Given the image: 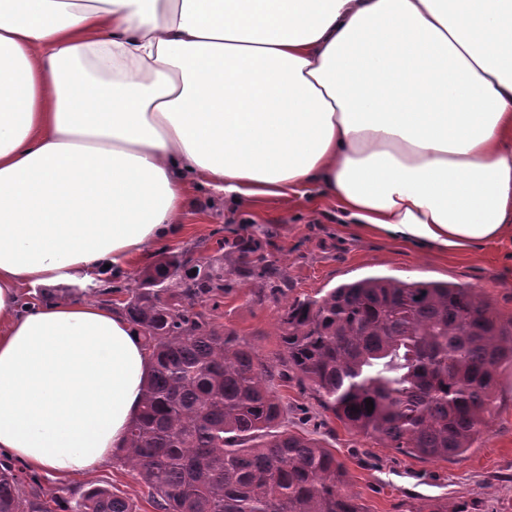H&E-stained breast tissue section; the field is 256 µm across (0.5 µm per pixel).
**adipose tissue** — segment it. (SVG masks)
I'll use <instances>...</instances> for the list:
<instances>
[{"mask_svg":"<svg viewBox=\"0 0 512 512\" xmlns=\"http://www.w3.org/2000/svg\"><path fill=\"white\" fill-rule=\"evenodd\" d=\"M198 183L443 253L512 234V0H0L1 451L123 445L137 328L25 291L129 272Z\"/></svg>","mask_w":512,"mask_h":512,"instance_id":"adipose-tissue-1","label":"adipose tissue"}]
</instances>
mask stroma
Returning <instances> with one entry per match:
<instances>
[{"label": "stroma", "instance_id": "1", "mask_svg": "<svg viewBox=\"0 0 512 512\" xmlns=\"http://www.w3.org/2000/svg\"><path fill=\"white\" fill-rule=\"evenodd\" d=\"M188 209L185 233L157 247L155 257L188 251L223 264L228 288L217 307H205L206 317L250 344L271 366L289 428L320 439L344 463L347 489L364 512H411L424 502L446 503L459 512H512V366L502 367L494 387L490 432L463 457L422 459L358 435L325 411L312 383L289 370L280 338V319L293 300L317 298L368 275L466 284L502 319H511V241L457 255L430 252L342 223L333 203L309 194L289 202L262 197L252 207L241 208L201 185L193 191ZM240 238L260 240L279 278L262 281L236 274V254L218 251L217 242ZM0 464L22 471L49 500L52 512H70L81 490L92 483L129 497L136 512H157L148 488L134 481L115 456L70 477L26 468L2 452Z\"/></svg>", "mask_w": 512, "mask_h": 512}]
</instances>
